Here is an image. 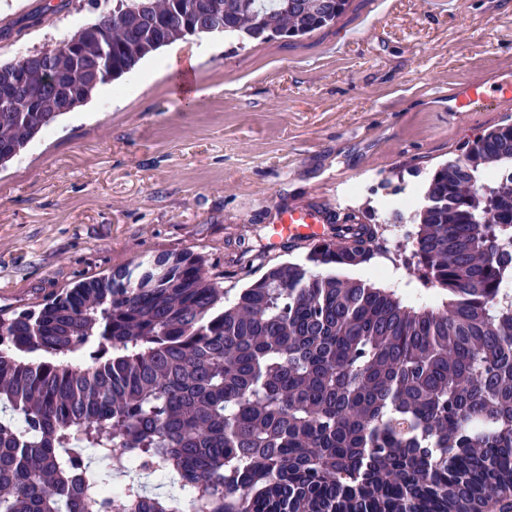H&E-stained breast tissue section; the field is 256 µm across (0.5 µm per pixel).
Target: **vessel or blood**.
Listing matches in <instances>:
<instances>
[{
    "label": "vessel or blood",
    "mask_w": 512,
    "mask_h": 512,
    "mask_svg": "<svg viewBox=\"0 0 512 512\" xmlns=\"http://www.w3.org/2000/svg\"><path fill=\"white\" fill-rule=\"evenodd\" d=\"M489 93L484 83L461 82L448 101V109L452 112L471 111L475 104L486 103ZM341 222L340 211H330L311 203L293 204L278 211L272 241L279 246L287 242L311 244L331 239L335 237Z\"/></svg>",
    "instance_id": "obj_1"
}]
</instances>
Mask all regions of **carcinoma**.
<instances>
[{
    "label": "carcinoma",
    "mask_w": 512,
    "mask_h": 512,
    "mask_svg": "<svg viewBox=\"0 0 512 512\" xmlns=\"http://www.w3.org/2000/svg\"><path fill=\"white\" fill-rule=\"evenodd\" d=\"M112 0L0 101V163L57 96L201 38L326 28L349 0ZM407 256L448 300L415 309L337 270L378 227L344 228L233 297L190 251L81 281L0 314V512H480L512 490V124L426 177ZM86 357L82 368L72 359ZM174 491L150 493L142 478ZM121 496L105 499L113 484Z\"/></svg>",
    "instance_id": "obj_1"
}]
</instances>
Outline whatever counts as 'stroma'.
Masks as SVG:
<instances>
[{"label": "stroma", "instance_id": "obj_1", "mask_svg": "<svg viewBox=\"0 0 512 512\" xmlns=\"http://www.w3.org/2000/svg\"><path fill=\"white\" fill-rule=\"evenodd\" d=\"M100 3L0 0V64L72 36L112 7ZM165 57L189 92L174 74L124 76L0 167V311L182 251L236 293L264 266L307 253L269 244L291 200L372 212V283L415 307L445 302L400 251L415 208L389 223L368 189H423L470 138L512 123V104L448 111L458 83L512 77V0H350L334 24L296 40L192 38L138 68Z\"/></svg>", "mask_w": 512, "mask_h": 512}]
</instances>
